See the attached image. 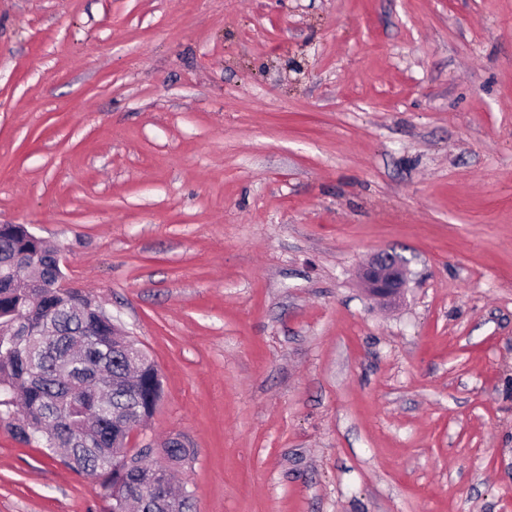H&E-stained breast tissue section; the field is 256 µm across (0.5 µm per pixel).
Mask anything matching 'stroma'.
I'll return each instance as SVG.
<instances>
[{"label": "stroma", "instance_id": "stroma-1", "mask_svg": "<svg viewBox=\"0 0 512 512\" xmlns=\"http://www.w3.org/2000/svg\"><path fill=\"white\" fill-rule=\"evenodd\" d=\"M0 224L154 362L193 512H512V0H0ZM0 512L104 504L0 420ZM404 262L389 252L375 254L363 267L361 278L365 291L373 298L388 301L396 295L405 282Z\"/></svg>", "mask_w": 512, "mask_h": 512}]
</instances>
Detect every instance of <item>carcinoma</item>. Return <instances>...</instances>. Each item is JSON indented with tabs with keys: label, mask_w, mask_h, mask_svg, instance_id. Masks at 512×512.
Segmentation results:
<instances>
[{
	"label": "carcinoma",
	"mask_w": 512,
	"mask_h": 512,
	"mask_svg": "<svg viewBox=\"0 0 512 512\" xmlns=\"http://www.w3.org/2000/svg\"><path fill=\"white\" fill-rule=\"evenodd\" d=\"M0 409L21 405L16 440L49 451L78 475L100 478L107 512H167L177 498L192 512V491L175 489L168 463L185 445L139 448L112 456L132 423H145L162 397L156 369L138 343L115 336L112 322L71 288L56 252L25 224L0 226ZM134 354L136 367L126 358Z\"/></svg>",
	"instance_id": "1"
}]
</instances>
